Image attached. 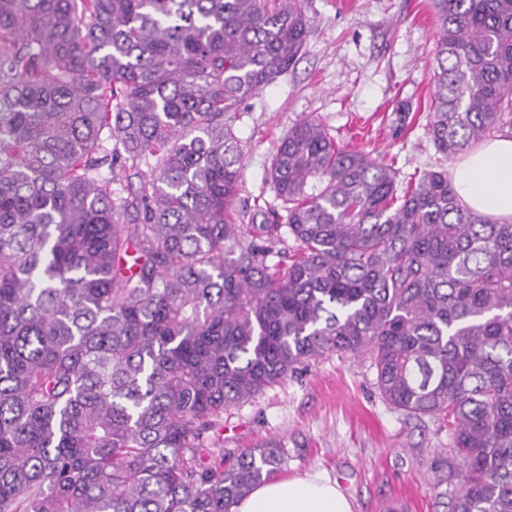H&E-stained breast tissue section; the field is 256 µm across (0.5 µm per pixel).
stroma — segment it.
I'll return each instance as SVG.
<instances>
[{
  "label": "stroma",
  "mask_w": 512,
  "mask_h": 512,
  "mask_svg": "<svg viewBox=\"0 0 512 512\" xmlns=\"http://www.w3.org/2000/svg\"><path fill=\"white\" fill-rule=\"evenodd\" d=\"M306 45L294 67L240 107L243 147L236 208L242 223L278 207L269 170L281 139L304 118L341 143L394 159L398 187L452 168L427 122L437 40L429 0H304ZM213 440L225 453L280 442L281 476L321 472L354 512H383L394 497L411 512H443L438 492L457 478L448 424L411 416L376 387L369 355L329 353L297 366L254 400L224 411Z\"/></svg>",
  "instance_id": "obj_1"
}]
</instances>
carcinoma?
<instances>
[{
    "label": "carcinoma",
    "instance_id": "obj_1",
    "mask_svg": "<svg viewBox=\"0 0 512 512\" xmlns=\"http://www.w3.org/2000/svg\"><path fill=\"white\" fill-rule=\"evenodd\" d=\"M432 7L436 151L512 138V0ZM307 36L301 0H0V512H231L284 449H199L330 352L448 420L444 512H512V218L302 119L236 222L240 106Z\"/></svg>",
    "mask_w": 512,
    "mask_h": 512
}]
</instances>
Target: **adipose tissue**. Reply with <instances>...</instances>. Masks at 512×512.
<instances>
[{
    "label": "adipose tissue",
    "instance_id": "obj_1",
    "mask_svg": "<svg viewBox=\"0 0 512 512\" xmlns=\"http://www.w3.org/2000/svg\"><path fill=\"white\" fill-rule=\"evenodd\" d=\"M454 189L473 211L490 218L512 216V139L488 140L452 168ZM232 512H353L335 480L314 473L273 478L256 486Z\"/></svg>",
    "mask_w": 512,
    "mask_h": 512
}]
</instances>
